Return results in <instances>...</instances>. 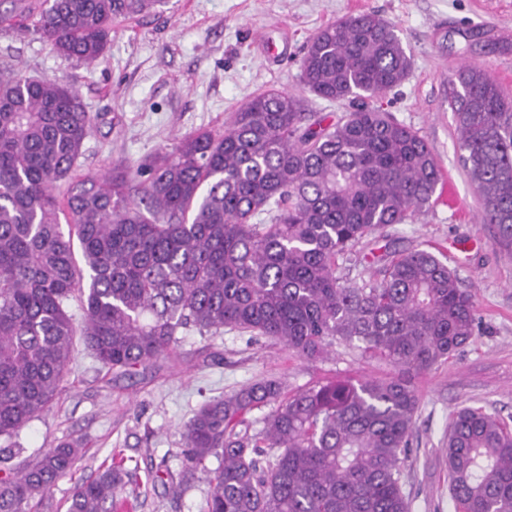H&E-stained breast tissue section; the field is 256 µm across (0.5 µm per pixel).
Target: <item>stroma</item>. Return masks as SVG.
<instances>
[{
    "label": "stroma",
    "instance_id": "obj_1",
    "mask_svg": "<svg viewBox=\"0 0 512 512\" xmlns=\"http://www.w3.org/2000/svg\"><path fill=\"white\" fill-rule=\"evenodd\" d=\"M373 11L395 24L413 58L408 79L378 103L419 131L457 207L434 201L418 218L389 227L399 247H434L477 306V331L448 362L415 379L419 407L402 471L410 512H455L446 442L458 407H479L512 428V254L477 222V192L457 149L448 107L449 75L463 61L484 66L512 95V0H165L121 22L92 65L52 52L39 35L0 25V65L73 85L94 117L76 174L94 176L122 162L138 165L177 137L219 130L232 112L269 88L302 96L306 111L330 116L345 105L306 93L300 59L324 25ZM383 361L343 344L317 360L233 331L181 334L166 359L123 374L79 353L52 406L19 433L12 462L23 466L57 443L81 441L85 457L48 493L42 512H67L78 480L123 455L133 478L122 497L132 512H203L205 471L185 473L184 424L209 399L263 378L293 393L340 377L384 376Z\"/></svg>",
    "mask_w": 512,
    "mask_h": 512
}]
</instances>
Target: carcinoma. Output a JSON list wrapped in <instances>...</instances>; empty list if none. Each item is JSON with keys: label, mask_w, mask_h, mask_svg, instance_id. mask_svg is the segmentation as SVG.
I'll return each instance as SVG.
<instances>
[{"label": "carcinoma", "mask_w": 512, "mask_h": 512, "mask_svg": "<svg viewBox=\"0 0 512 512\" xmlns=\"http://www.w3.org/2000/svg\"><path fill=\"white\" fill-rule=\"evenodd\" d=\"M157 2L0 0V23L22 20L59 55L91 65L116 24ZM412 65L378 14L332 22L310 39L300 81L348 103L336 120L270 88L222 131L186 134L134 173L115 165L77 183L94 126L78 91L0 69V437L49 408L79 342L102 367L124 371L169 356L189 329L273 339L305 359L355 343L394 373L289 395L264 379L208 400L183 428L189 471L219 459L204 512H409L401 475L419 406L413 379L476 335L473 295L419 246L388 242L381 268L352 279L337 262L421 215L442 181L419 132L371 105ZM451 85L480 219L511 252L512 96L475 63L460 64ZM134 174L147 175L137 199ZM268 405L260 431L238 430ZM84 453L63 441L22 469L0 457V512H37ZM446 455L456 512H512V431L498 416L457 409ZM130 476L124 458L113 460L75 483L67 512H116Z\"/></svg>", "instance_id": "cac0c4a2"}]
</instances>
